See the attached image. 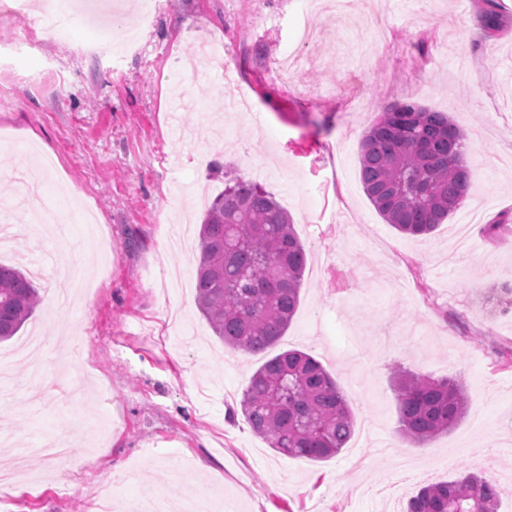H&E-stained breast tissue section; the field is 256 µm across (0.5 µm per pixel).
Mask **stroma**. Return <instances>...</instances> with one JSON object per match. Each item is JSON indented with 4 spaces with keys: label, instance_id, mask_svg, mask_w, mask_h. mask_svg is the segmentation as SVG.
I'll use <instances>...</instances> for the list:
<instances>
[{
    "label": "stroma",
    "instance_id": "stroma-1",
    "mask_svg": "<svg viewBox=\"0 0 512 512\" xmlns=\"http://www.w3.org/2000/svg\"><path fill=\"white\" fill-rule=\"evenodd\" d=\"M138 40L99 48L97 22L60 0L73 23L14 46L36 10L0 21V263L33 274L41 302L0 343V468L14 448L64 434L80 466L31 457L10 512H131L144 501L223 487L216 512H402L426 484L479 472L512 512V317L484 315L470 294L512 277V0L497 39L481 0H382L317 15L322 41L296 35L299 0H112ZM221 45L236 71L200 60L180 78L190 34ZM298 53L284 82L268 59ZM251 114L219 111L238 93ZM413 101L449 113L471 136L472 193L427 236L386 224L359 179V144L379 112ZM58 157L48 192L65 187L69 237L27 231L39 204L12 171L30 146ZM284 206L308 262L278 348L311 353L355 412L335 457L275 453L236 410L264 361L226 348L195 301L198 233L225 170ZM48 333L41 373L16 352ZM459 380L466 416L417 447L399 431L392 370Z\"/></svg>",
    "mask_w": 512,
    "mask_h": 512
}]
</instances>
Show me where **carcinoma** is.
Returning a JSON list of instances; mask_svg holds the SVG:
<instances>
[{"label":"carcinoma","mask_w":512,"mask_h":512,"mask_svg":"<svg viewBox=\"0 0 512 512\" xmlns=\"http://www.w3.org/2000/svg\"><path fill=\"white\" fill-rule=\"evenodd\" d=\"M503 5L485 0L479 22L491 38ZM466 133L443 112L414 102L383 109L359 151L364 191L383 221L402 234H430L461 207L472 176ZM196 301L224 346L258 354L275 346L299 305L307 253L288 212L275 197L240 175L224 172V192L200 227ZM40 303L20 269L0 264V341L13 337ZM402 435L424 445L453 428L468 409L463 386L450 377L398 371ZM240 411L251 431L288 457L316 461L338 454L351 439L355 416L336 380L313 355L286 350L249 379ZM501 490L477 474L422 487L404 512H497Z\"/></svg>","instance_id":"carcinoma-1"}]
</instances>
